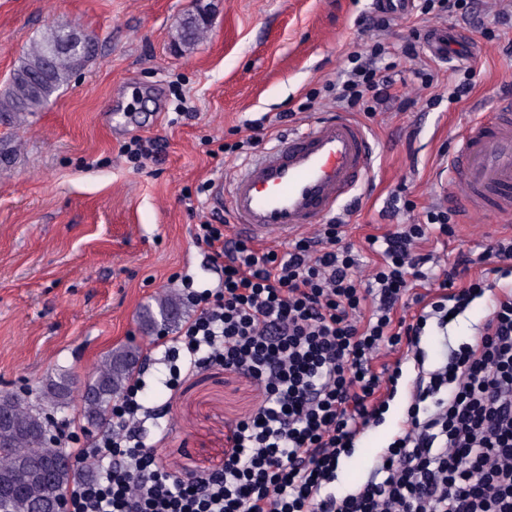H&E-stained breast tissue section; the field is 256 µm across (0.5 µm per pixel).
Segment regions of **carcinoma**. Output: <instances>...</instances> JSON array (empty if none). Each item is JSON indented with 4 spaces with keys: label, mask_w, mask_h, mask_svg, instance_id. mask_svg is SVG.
Listing matches in <instances>:
<instances>
[{
    "label": "carcinoma",
    "mask_w": 512,
    "mask_h": 512,
    "mask_svg": "<svg viewBox=\"0 0 512 512\" xmlns=\"http://www.w3.org/2000/svg\"><path fill=\"white\" fill-rule=\"evenodd\" d=\"M200 7L185 17L177 30L179 47L190 50L208 32L210 21ZM65 33L48 29L23 50L6 85L0 89V122L20 126L28 116L43 111L93 60L98 44L93 38L77 49L55 51ZM181 303L174 296L161 300L157 313L148 316L154 323L175 322ZM142 360L134 346L110 351L97 365L83 397L87 420L102 424L107 420L113 398L126 388ZM41 402L16 396L0 399V512H52L48 479L39 463L49 458L53 446L44 437L47 426L44 409L61 411L71 400L70 375L53 374L44 379Z\"/></svg>",
    "instance_id": "carcinoma-1"
}]
</instances>
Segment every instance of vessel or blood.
<instances>
[{
	"mask_svg": "<svg viewBox=\"0 0 512 512\" xmlns=\"http://www.w3.org/2000/svg\"><path fill=\"white\" fill-rule=\"evenodd\" d=\"M373 145L346 112L290 132L246 163L227 188L232 227L258 243L288 241L315 227L367 179ZM466 213L512 220V100L467 122L448 158Z\"/></svg>",
	"mask_w": 512,
	"mask_h": 512,
	"instance_id": "vessel-or-blood-1",
	"label": "vessel or blood"
}]
</instances>
